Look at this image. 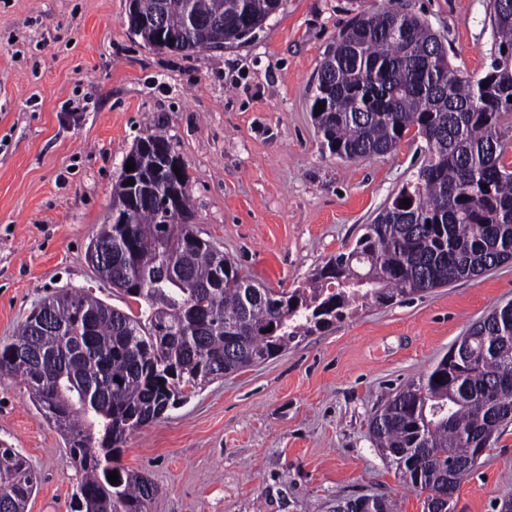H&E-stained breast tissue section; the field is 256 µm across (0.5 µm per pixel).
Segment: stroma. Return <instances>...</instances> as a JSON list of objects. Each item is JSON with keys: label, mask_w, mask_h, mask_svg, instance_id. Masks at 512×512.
Returning <instances> with one entry per match:
<instances>
[{"label": "stroma", "mask_w": 512, "mask_h": 512, "mask_svg": "<svg viewBox=\"0 0 512 512\" xmlns=\"http://www.w3.org/2000/svg\"><path fill=\"white\" fill-rule=\"evenodd\" d=\"M426 18L453 66L490 62L488 0H394ZM383 0H282L261 29L220 51L146 47L127 0H0V346L62 288L117 307L90 238L133 145L162 129L192 177L197 233L266 287L302 285L348 251L424 159L421 138L344 161L310 112L328 47ZM512 301V262L388 306L366 305L277 357L209 383L130 435L120 462L160 489L151 512H341L380 497L424 512L368 420L431 372L469 327ZM0 445L38 487L27 512H69L78 477L61 434L23 383L0 377ZM512 500V424L457 489L453 512Z\"/></svg>", "instance_id": "obj_1"}]
</instances>
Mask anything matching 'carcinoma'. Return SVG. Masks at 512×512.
Masks as SVG:
<instances>
[{
    "mask_svg": "<svg viewBox=\"0 0 512 512\" xmlns=\"http://www.w3.org/2000/svg\"><path fill=\"white\" fill-rule=\"evenodd\" d=\"M504 1L512 4L490 0L494 50L479 76L453 68L428 22L402 9L361 13L336 38L313 86L312 105L324 104L313 117L321 145L341 160L371 158L413 130L426 151L416 179L354 247L291 291L256 284L202 239L184 161L160 170L161 157H178L169 139L151 133L137 142L126 156L134 170L121 167L112 187V223L100 225L87 249L103 251L104 263L93 266L99 278L144 305L126 312L82 288L63 289L38 306L50 307L53 324L37 325L33 312L0 349V376L27 386L81 474L71 512H150L158 488L116 465L122 446L197 388L345 320L358 302L388 306L512 261V168L503 162L512 11L500 12ZM281 3L140 0L158 24L131 32L154 50L159 35L176 53L222 50ZM463 339L467 356L443 357L369 420L376 447L415 492L456 491L512 423V309L493 308ZM35 486L27 460L0 448V512H26ZM388 509L375 497L351 512Z\"/></svg>",
    "mask_w": 512,
    "mask_h": 512,
    "instance_id": "carcinoma-1",
    "label": "carcinoma"
}]
</instances>
